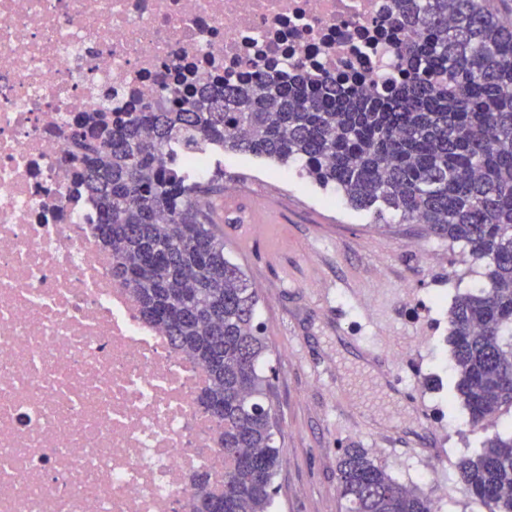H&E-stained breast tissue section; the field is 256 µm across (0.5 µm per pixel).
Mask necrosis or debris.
I'll list each match as a JSON object with an SVG mask.
<instances>
[{
    "label": "necrosis or debris",
    "mask_w": 512,
    "mask_h": 512,
    "mask_svg": "<svg viewBox=\"0 0 512 512\" xmlns=\"http://www.w3.org/2000/svg\"><path fill=\"white\" fill-rule=\"evenodd\" d=\"M393 0H0V512H188L224 476L199 363L112 276L77 127L171 88L401 79Z\"/></svg>",
    "instance_id": "obj_1"
}]
</instances>
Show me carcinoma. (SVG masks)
<instances>
[{
	"mask_svg": "<svg viewBox=\"0 0 512 512\" xmlns=\"http://www.w3.org/2000/svg\"><path fill=\"white\" fill-rule=\"evenodd\" d=\"M395 8L423 30L405 50L401 83L353 90L260 75L203 86L178 108L145 106L113 129L75 132L112 275L203 366L200 404L224 424V489L197 476L190 512H270L281 448L259 296L200 212L201 197L224 184L175 171L184 150L219 146L295 164L350 206L422 224L483 263L482 287L448 313L454 389L475 424L512 408V18L490 0ZM458 469L488 512H512V434L489 439ZM337 483L347 512H433L429 497L362 448L342 449Z\"/></svg>",
	"mask_w": 512,
	"mask_h": 512,
	"instance_id": "1",
	"label": "carcinoma"
}]
</instances>
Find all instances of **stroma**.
Returning a JSON list of instances; mask_svg holds the SVG:
<instances>
[{
  "mask_svg": "<svg viewBox=\"0 0 512 512\" xmlns=\"http://www.w3.org/2000/svg\"><path fill=\"white\" fill-rule=\"evenodd\" d=\"M242 209L275 200L281 224L240 242L234 216L220 229L245 270L275 370L282 448L276 512H345L336 470L342 449H366L440 512H488L458 463L512 427V410L479 426L450 379L448 312L483 281V268L423 225L375 223L296 167L224 157ZM360 333L362 343L350 340ZM405 385L393 390V374Z\"/></svg>",
  "mask_w": 512,
  "mask_h": 512,
  "instance_id": "1",
  "label": "stroma"
}]
</instances>
